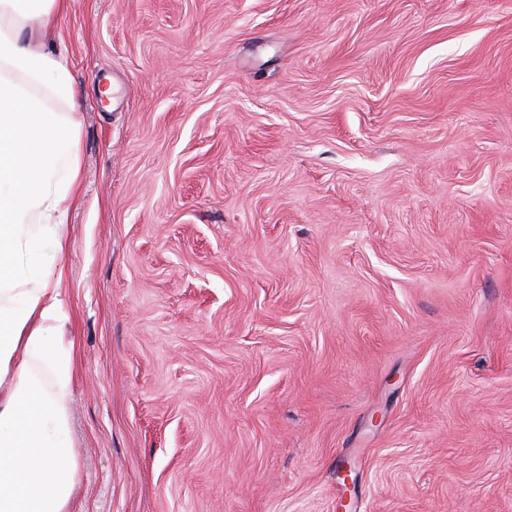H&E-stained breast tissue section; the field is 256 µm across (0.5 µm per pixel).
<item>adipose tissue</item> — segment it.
<instances>
[{
    "label": "adipose tissue",
    "instance_id": "obj_1",
    "mask_svg": "<svg viewBox=\"0 0 512 512\" xmlns=\"http://www.w3.org/2000/svg\"><path fill=\"white\" fill-rule=\"evenodd\" d=\"M69 8L70 0H0V512H68L79 483L69 452L74 346L62 335L61 263L64 217L80 201L78 106L56 48H35L26 35ZM47 252L58 261L49 273ZM38 363L52 368V390L42 388Z\"/></svg>",
    "mask_w": 512,
    "mask_h": 512
}]
</instances>
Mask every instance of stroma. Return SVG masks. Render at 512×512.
<instances>
[{
	"label": "stroma",
	"instance_id": "obj_1",
	"mask_svg": "<svg viewBox=\"0 0 512 512\" xmlns=\"http://www.w3.org/2000/svg\"><path fill=\"white\" fill-rule=\"evenodd\" d=\"M54 36L69 512H512V0H72Z\"/></svg>",
	"mask_w": 512,
	"mask_h": 512
}]
</instances>
